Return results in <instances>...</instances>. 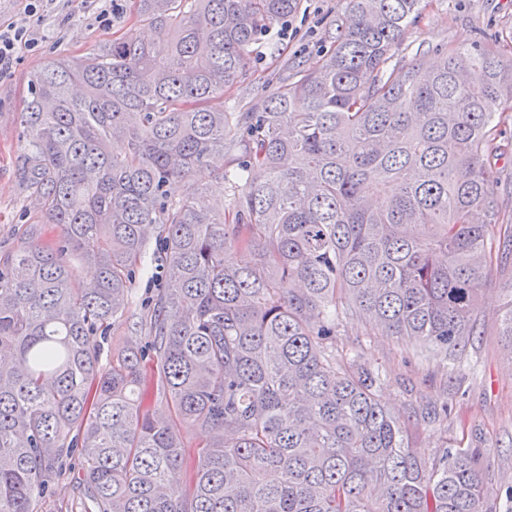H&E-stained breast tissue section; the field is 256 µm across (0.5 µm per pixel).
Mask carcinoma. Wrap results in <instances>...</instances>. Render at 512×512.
<instances>
[{
	"label": "carcinoma",
	"mask_w": 512,
	"mask_h": 512,
	"mask_svg": "<svg viewBox=\"0 0 512 512\" xmlns=\"http://www.w3.org/2000/svg\"><path fill=\"white\" fill-rule=\"evenodd\" d=\"M421 2L348 0L316 66L252 112L209 103L301 0H136L126 34L31 74L14 175L40 220L0 253V512H35L74 457L97 512H483L480 449L417 457L378 373L330 351L354 315L456 348L512 241L495 202L512 140L494 144L512 37L401 65ZM204 168L232 182L231 209L195 183L168 196ZM153 235L167 285L145 310L149 381L146 351L105 367L101 350ZM156 389L209 434L197 458Z\"/></svg>",
	"instance_id": "1"
}]
</instances>
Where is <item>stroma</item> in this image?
Instances as JSON below:
<instances>
[{
  "mask_svg": "<svg viewBox=\"0 0 512 512\" xmlns=\"http://www.w3.org/2000/svg\"><path fill=\"white\" fill-rule=\"evenodd\" d=\"M97 0H70L66 12H51L43 25L51 34L34 50L18 49V62L0 76V252L18 244V228L36 212L20 193L13 174L20 146L18 114L31 72L56 55L83 56L99 43L121 35L133 21L134 0H122L111 25L95 20ZM347 18V0H303L288 21V33L263 34L252 51L249 71L214 99L213 109L245 112L281 83L314 67ZM512 28V0H423L419 18L404 31L398 59L424 55L440 61L444 52L490 44ZM148 260L133 285L134 304L118 320L104 345L109 364L129 343L144 344L140 316L166 283L162 245L150 241ZM479 302V321L465 347L444 352L409 336L377 331L365 320H344L336 336L338 360H358L378 370L376 393L398 417L412 448L428 458L439 449L479 448L488 466L487 504L493 512H512V348L502 334L499 310L512 295V245ZM447 414H440V406Z\"/></svg>",
  "mask_w": 512,
  "mask_h": 512,
  "instance_id": "1",
  "label": "stroma"
}]
</instances>
